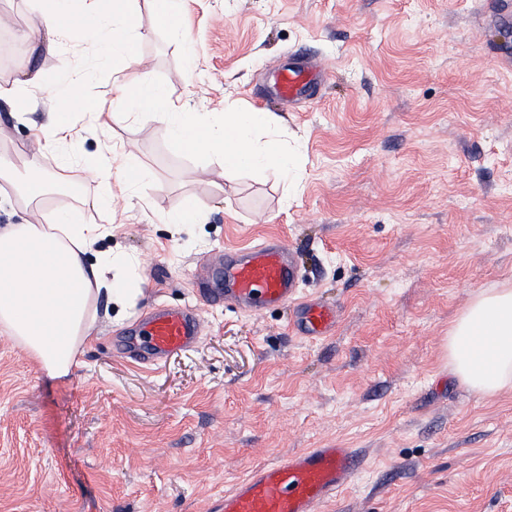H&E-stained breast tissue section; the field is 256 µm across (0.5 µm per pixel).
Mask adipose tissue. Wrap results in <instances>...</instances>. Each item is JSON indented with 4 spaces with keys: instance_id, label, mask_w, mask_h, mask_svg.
<instances>
[{
    "instance_id": "obj_1",
    "label": "adipose tissue",
    "mask_w": 512,
    "mask_h": 512,
    "mask_svg": "<svg viewBox=\"0 0 512 512\" xmlns=\"http://www.w3.org/2000/svg\"><path fill=\"white\" fill-rule=\"evenodd\" d=\"M36 30L50 39L79 35L125 58L133 57L139 36L129 0H113L108 12L100 9L99 0H47ZM80 83L76 73L54 83L49 148L72 138L74 115L60 106L76 99ZM117 92L135 114L164 123L176 151L205 148L219 155L225 176L264 169L284 180L292 171L287 147L268 134L269 113L234 111L206 119L182 111L142 70ZM59 166L89 172L100 188L93 205L106 211L113 208L114 186L132 190L144 180V168L133 157L117 162L102 153L75 162L64 156ZM101 234L77 206L53 210L47 224L0 228V268L11 271L8 279H0V332L22 346L49 377H66L77 367L80 350L92 339L98 300L122 308L132 291L128 276L137 264L134 257L108 250L88 259L89 246ZM448 365L462 384L486 397L512 388V285L480 291L451 324Z\"/></svg>"
}]
</instances>
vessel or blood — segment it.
Instances as JSON below:
<instances>
[{"mask_svg":"<svg viewBox=\"0 0 512 512\" xmlns=\"http://www.w3.org/2000/svg\"><path fill=\"white\" fill-rule=\"evenodd\" d=\"M305 56L279 74L277 91L283 101L314 98L318 78ZM301 270L281 240L228 250L223 261L202 264L195 273L201 301L224 304L244 313L297 306V330L305 339L325 337L336 326V307L305 300ZM205 323L198 308L160 305L138 323L137 333L114 343L116 355L158 367L178 353L193 350L203 339ZM361 459L352 448H307L269 465L253 468L224 494L223 512H321V506L357 474Z\"/></svg>","mask_w":512,"mask_h":512,"instance_id":"vessel-or-blood-1","label":"vessel or blood"}]
</instances>
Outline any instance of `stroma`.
I'll list each match as a JSON object with an SVG mask.
<instances>
[{"label": "stroma", "mask_w": 512, "mask_h": 512, "mask_svg": "<svg viewBox=\"0 0 512 512\" xmlns=\"http://www.w3.org/2000/svg\"><path fill=\"white\" fill-rule=\"evenodd\" d=\"M187 36L137 0L141 67L189 112L277 117L294 178H225L210 151H174L162 123L129 116L116 88L133 67L79 37L30 51L36 0H0V226L19 184L65 170L46 149L47 83L87 72L101 116L74 119V152L138 158L144 184L114 213L98 251L139 262L123 312L98 315L65 378L0 334V512H222L256 466L304 448H353L362 467L322 512H512V388L488 398L448 372V328L482 289L512 280V0H185ZM328 74L314 99L274 100L295 55ZM40 69L29 108L6 88ZM203 221L164 216L186 201ZM283 238L305 297L334 302L336 328L309 341L292 308L243 314L201 303L198 261ZM196 306L199 346L158 370L112 352L153 306Z\"/></svg>", "instance_id": "1"}]
</instances>
